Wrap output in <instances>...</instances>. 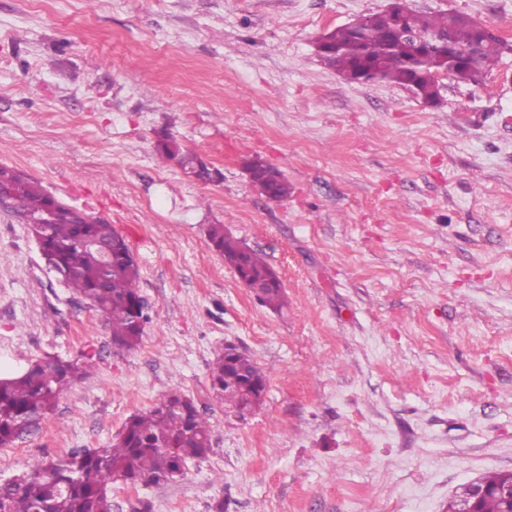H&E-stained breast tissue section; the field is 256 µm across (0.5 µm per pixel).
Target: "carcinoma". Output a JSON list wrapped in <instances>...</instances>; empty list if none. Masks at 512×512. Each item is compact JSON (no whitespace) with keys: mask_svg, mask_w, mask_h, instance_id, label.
Masks as SVG:
<instances>
[{"mask_svg":"<svg viewBox=\"0 0 512 512\" xmlns=\"http://www.w3.org/2000/svg\"><path fill=\"white\" fill-rule=\"evenodd\" d=\"M399 25L396 13L385 11L369 17L363 32L355 34L347 26L329 32L335 53L327 63L344 79L360 64L377 69L382 81L406 85L412 75L446 68L459 83H477L492 70L512 45L499 40L485 45L477 42L480 24L468 16L450 12L438 15L409 12L405 33L395 37ZM418 35L446 36L450 46L414 55ZM474 49L475 64L453 67L448 51ZM157 152L166 160H179L195 168V157L183 153L171 136H163ZM0 179L9 186L8 208L35 224L33 234L47 241L43 259L48 269L62 278L72 293L101 313L112 329V343L131 350L141 341L149 308L139 290L138 264L128 259L130 244L111 224L88 216L78 218L72 207L51 200L42 185L14 168H0ZM53 202L54 216L41 224L43 210ZM208 239L213 248L248 281L275 280L265 289L262 305L280 310L283 290L277 275L263 254L247 247L224 231V225L212 224ZM87 374V363L56 359L34 363L16 375L0 376V447L31 434L52 411L59 394ZM212 389L235 411L261 401V393L252 387L264 386V373L248 355L232 361L219 352L209 369ZM212 448L209 420L194 403L179 393H171L151 409L132 416L123 426L115 443L100 450L73 451L64 457L37 458L26 472L0 482V512H111L108 485L116 480L167 483L183 473L187 461L207 455ZM512 474H494L481 478L490 488L479 512H507L505 498ZM472 484L461 485L448 505V512H461L471 502Z\"/></svg>","mask_w":512,"mask_h":512,"instance_id":"cac0c4a2","label":"carcinoma"}]
</instances>
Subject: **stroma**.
<instances>
[{
    "label": "stroma",
    "mask_w": 512,
    "mask_h": 512,
    "mask_svg": "<svg viewBox=\"0 0 512 512\" xmlns=\"http://www.w3.org/2000/svg\"><path fill=\"white\" fill-rule=\"evenodd\" d=\"M512 44V0H402ZM392 0H0V164L127 237L151 308L140 344L49 272L0 212V374L93 355L0 478L110 447L170 392L212 449L164 484L112 483V512H448L462 484L512 473V51L427 106L350 83L315 38ZM207 162L188 176L163 135ZM290 186L274 202L243 167ZM262 252L286 306H261L209 243ZM234 345L265 375L245 417L211 388Z\"/></svg>",
    "instance_id": "obj_1"
}]
</instances>
